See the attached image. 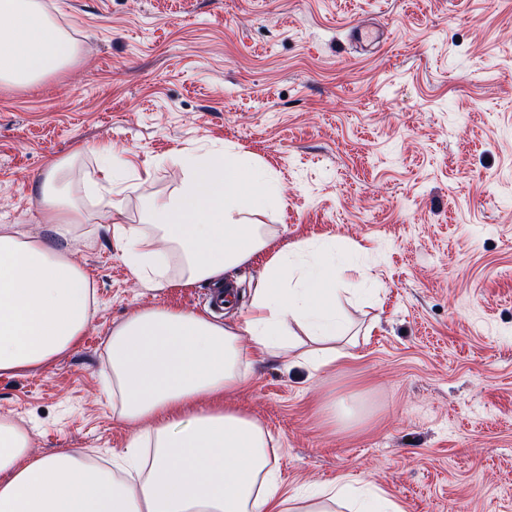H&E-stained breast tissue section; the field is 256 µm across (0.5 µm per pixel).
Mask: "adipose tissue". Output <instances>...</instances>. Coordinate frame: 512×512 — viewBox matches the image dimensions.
<instances>
[{
    "mask_svg": "<svg viewBox=\"0 0 512 512\" xmlns=\"http://www.w3.org/2000/svg\"><path fill=\"white\" fill-rule=\"evenodd\" d=\"M77 45L42 0H0V82L24 86L70 64ZM175 193L149 206L151 231H113L131 273L164 283L178 260L183 284H226L267 255L247 317L237 326L164 306L134 312L108 340L112 396L135 426L122 464L89 456L28 453L24 429L0 417V512H403L368 485L347 481L282 494L270 433L231 404L254 363L291 353L318 371L354 344L331 284L354 271L335 243L274 248L242 216L240 192L255 209L276 202L260 165L223 150L185 154ZM69 160L47 167L39 206L58 246L0 229V375L34 371L75 348L96 310L87 272L69 243L89 220L58 184ZM52 238V239H53Z\"/></svg>",
    "mask_w": 512,
    "mask_h": 512,
    "instance_id": "1",
    "label": "adipose tissue"
}]
</instances>
